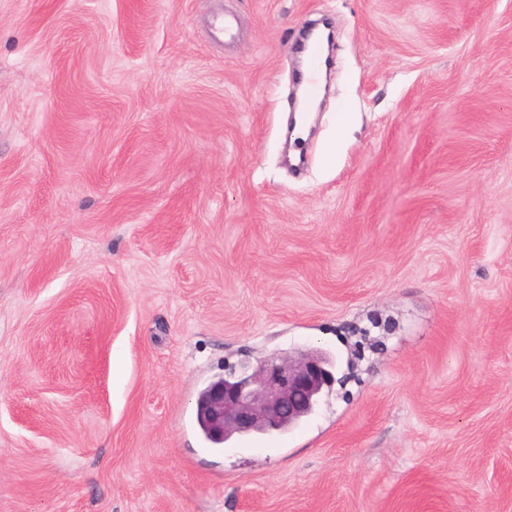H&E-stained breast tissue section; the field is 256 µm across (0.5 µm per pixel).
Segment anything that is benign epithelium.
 I'll return each instance as SVG.
<instances>
[{"label":"benign epithelium","mask_w":512,"mask_h":512,"mask_svg":"<svg viewBox=\"0 0 512 512\" xmlns=\"http://www.w3.org/2000/svg\"><path fill=\"white\" fill-rule=\"evenodd\" d=\"M332 362L320 349L297 350L255 364L242 362L199 398L207 434L222 444L235 436L282 431L311 414L331 387Z\"/></svg>","instance_id":"obj_1"}]
</instances>
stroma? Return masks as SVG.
Returning a JSON list of instances; mask_svg holds the SVG:
<instances>
[{
  "label": "stroma",
  "mask_w": 512,
  "mask_h": 512,
  "mask_svg": "<svg viewBox=\"0 0 512 512\" xmlns=\"http://www.w3.org/2000/svg\"><path fill=\"white\" fill-rule=\"evenodd\" d=\"M306 347L314 413L209 448ZM0 512H512V0H0ZM310 40V39H309ZM306 43L303 55L308 77L306 80V94L313 100L319 92V76L325 61L323 60V45L318 37H312ZM331 367L330 357L320 349L230 367L199 398L202 433L206 440L224 444L237 435L287 429L311 414L323 389L331 387Z\"/></svg>",
  "instance_id": "obj_1"
}]
</instances>
